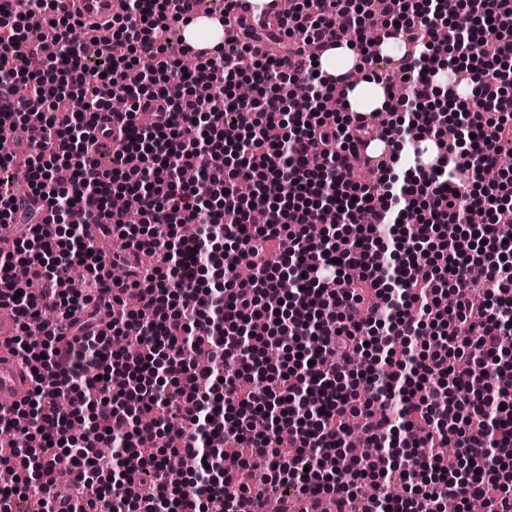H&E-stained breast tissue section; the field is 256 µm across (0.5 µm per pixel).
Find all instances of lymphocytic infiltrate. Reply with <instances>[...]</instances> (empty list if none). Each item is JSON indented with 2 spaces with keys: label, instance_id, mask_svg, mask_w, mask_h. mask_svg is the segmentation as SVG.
Instances as JSON below:
<instances>
[{
  "label": "lymphocytic infiltrate",
  "instance_id": "lymphocytic-infiltrate-1",
  "mask_svg": "<svg viewBox=\"0 0 512 512\" xmlns=\"http://www.w3.org/2000/svg\"><path fill=\"white\" fill-rule=\"evenodd\" d=\"M372 2L296 0L287 32L311 44L349 38ZM380 2L387 36L414 46L398 67L412 90L401 101L404 142L435 138L451 119L471 138L418 179L397 178L391 153L372 186L347 155L374 130L328 92L314 56L261 55L245 40L186 72L188 50L170 53L169 39L173 22H193L192 0H121L91 69L71 39L82 23L59 0H0V143L22 128L35 146L24 196L13 155L0 154V223L34 197L46 211L0 252V309L18 325L12 349L34 385L0 412L14 431L0 442V468L16 469L33 446L41 485L69 469L72 491L48 512H131L135 502L144 512H252L270 497L293 512L294 494L327 497L319 512H347L363 480L378 489L364 512H435L449 496L457 512L474 500L512 512L502 347L512 334V198L482 181L512 144V38L499 35L512 0H475L467 14L452 0ZM31 13L46 25L32 44L22 28ZM443 27L472 87L466 97L443 91L447 114L419 102L441 92ZM239 78L249 99L232 91ZM19 83L27 97L13 95ZM105 84L126 111H112ZM142 112L150 126L137 124ZM188 169L196 184L182 181ZM246 179L256 189L243 199ZM268 181L281 184L277 198ZM457 181L462 191L449 193ZM117 191L126 210L112 206ZM257 211L265 223H252ZM80 214L122 241L112 281L98 274L104 253ZM185 224L194 238L181 236ZM247 255L254 273L241 281ZM475 265L495 276L480 298L468 279ZM19 266L38 268L39 281L16 278ZM74 266L87 275L79 295L67 288ZM274 346L290 364L265 361ZM358 357L366 365L351 384ZM353 417L370 447L388 452L384 469L351 454ZM228 440L239 446L229 459ZM180 453L198 461L184 483L168 471Z\"/></svg>",
  "mask_w": 512,
  "mask_h": 512
}]
</instances>
